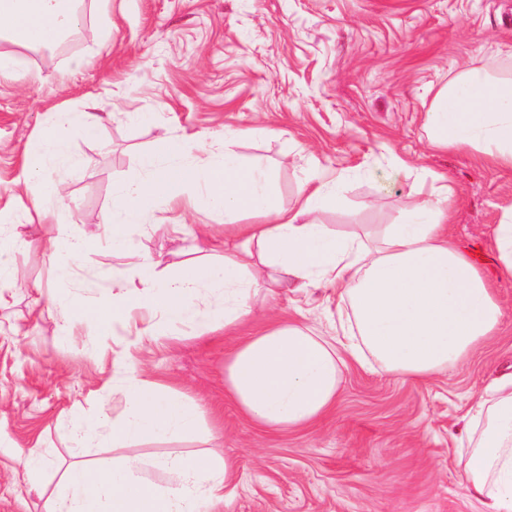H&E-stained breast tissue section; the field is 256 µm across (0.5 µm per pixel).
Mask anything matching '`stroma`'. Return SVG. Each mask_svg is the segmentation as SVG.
<instances>
[{"label": "stroma", "instance_id": "stroma-1", "mask_svg": "<svg viewBox=\"0 0 512 512\" xmlns=\"http://www.w3.org/2000/svg\"><path fill=\"white\" fill-rule=\"evenodd\" d=\"M84 14L65 51L0 41V52H17L27 72L0 78V234L41 224L22 184L34 162L30 145L80 110L107 120L95 136L69 140L79 164L51 212L74 235L103 224L114 191L141 176L140 156L161 137L193 135L215 156L229 150L264 164L285 209L307 177L335 172L340 204L319 218L342 233L397 223L409 186L426 197L443 175L455 189L450 233L492 282L503 326L430 381L350 366L329 415L302 430L270 432L224 397L231 336L223 329L186 322L132 351L125 324L100 337L89 325H66L53 303L110 300L113 274L136 284L145 257L167 276L189 260L195 236L223 234L216 212L157 206L127 251H89L65 273L40 248L19 251L10 261L27 288L0 287V512L43 510L18 448L49 452L41 484L53 490L71 461V415L119 416L124 404L112 388L134 371L201 404L202 420L180 439L91 447L88 458H139L142 477L155 484L167 480L154 465L162 455L206 450L230 458L237 488L222 512H484L459 461L468 451L467 409L512 373V276L491 248L493 226L512 204V170L489 171L473 149H431L423 124L438 91L467 71L512 82V0H111L107 14L89 2ZM106 20L112 38L104 43L97 31ZM76 57L84 67H72ZM180 223L191 234L168 233ZM301 315L338 322L335 302L312 288L257 297L234 334L248 335L270 316Z\"/></svg>", "mask_w": 512, "mask_h": 512}]
</instances>
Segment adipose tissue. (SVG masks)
Listing matches in <instances>:
<instances>
[{"instance_id": "1", "label": "adipose tissue", "mask_w": 512, "mask_h": 512, "mask_svg": "<svg viewBox=\"0 0 512 512\" xmlns=\"http://www.w3.org/2000/svg\"><path fill=\"white\" fill-rule=\"evenodd\" d=\"M83 0H0V40L28 49H49L79 30ZM425 126L432 148L475 149L493 170L512 169V84L491 85L478 72L462 75L453 89L438 95ZM69 129L56 125L34 144L38 163L29 181L48 187L32 206L47 209L60 199L65 176L77 162L66 151ZM145 173L112 198L119 218H108L105 232L71 237L64 225L35 229L25 236H0V276L9 273L11 253L41 245L50 261L79 258L97 247H122L132 228L156 205L194 209L200 201L224 216V260L189 263L159 278L154 264H142L139 285L128 290L113 278L119 301L89 306L71 301L59 313L66 323L83 322L98 335L149 308L161 319L135 330L137 347L166 332L170 323L232 326L252 311L257 293L321 286L336 296L335 335L290 320H270L264 329L238 339L224 358V391L253 424L273 431L308 426L333 410L343 372L368 363L398 379L428 381L447 374L502 328V307L485 274L454 243L448 232L452 185L435 197L411 190L398 223L375 224L348 234L317 219L336 204V184L317 177L298 190L294 209L280 208L260 164L245 167L233 156L215 160L211 150L185 140H159L142 154ZM256 221L242 223L243 214ZM220 292L224 304L212 308ZM126 409L81 420L75 447L107 435L113 444L176 439L200 419L196 404L168 393L154 381L127 377L119 385ZM471 449L462 461L467 487L486 512H512V376L499 380L489 397L466 412ZM170 480L148 485L137 458L109 466L76 460L64 470L43 512H213L236 489L233 464L209 452L170 454L156 460Z\"/></svg>"}]
</instances>
